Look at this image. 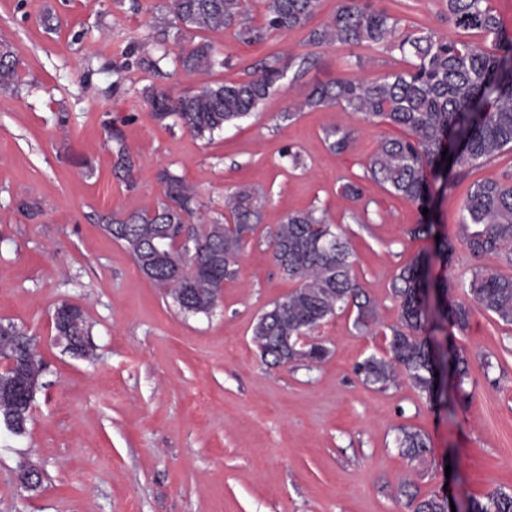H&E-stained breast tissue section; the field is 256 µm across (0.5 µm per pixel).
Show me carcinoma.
Masks as SVG:
<instances>
[{
  "instance_id": "carcinoma-1",
  "label": "carcinoma",
  "mask_w": 512,
  "mask_h": 512,
  "mask_svg": "<svg viewBox=\"0 0 512 512\" xmlns=\"http://www.w3.org/2000/svg\"><path fill=\"white\" fill-rule=\"evenodd\" d=\"M168 16L154 25L152 44L196 32L234 29L243 43L264 40L271 33L285 34L308 28L318 0H264L259 21L244 17L243 0H168ZM448 24L472 30L491 40L488 50L478 42L453 41L423 28H403L399 20L374 0H339L331 19L312 29L307 43L315 47L380 48L400 64L374 78L337 76L311 88L282 119L292 120L302 112L334 108L341 119L322 128L329 151L345 153L355 139L352 120L384 124L397 133L381 137L369 157L363 178L374 181L390 194L412 201L418 220L406 234L420 239L432 234L434 224L421 210L432 209L434 185L448 187L450 177L466 174L512 149V38L502 32V23L489 0H443ZM130 55L137 64L162 74L160 62L136 44ZM214 45L202 39L171 59L174 70L207 74L215 64L232 66V57L216 61ZM312 53L273 55L254 68L249 78L236 82L204 80L173 98L150 91L148 102L154 120H172L191 135L212 139L224 126L257 111L271 90L286 75L303 77L315 67ZM19 63L9 46H0V90L17 86ZM115 142L116 174L130 177L135 160L121 133L109 129ZM447 151V158L441 152ZM162 191L155 205L126 214L103 213L102 230L122 243L137 267H143L144 247L152 242L166 257L152 269L150 280L164 291L172 306L186 316H209L221 298L224 281L239 274V259L264 217V193L242 186L225 195L224 214L211 217L195 186L176 173H158ZM365 188L348 180L340 196L350 202L364 199ZM457 238L476 257H491L512 265V183L487 181L473 184L461 204ZM273 258L280 274L295 283L284 298L262 312L252 329L260 356L274 366L298 362L317 363L329 349L312 340L327 321L356 309L353 326L365 331L377 320V303L366 296L354 278L355 256L343 230L330 223L326 211L308 208L288 213L271 233ZM453 247L443 237L438 250L423 253L403 267L392 281V294L400 302L398 323L390 331L389 352L371 355L356 365L366 384L387 389L403 378L429 400L442 397L448 374L461 382L468 375V360L457 352L447 357L435 341L420 335L428 322L446 320L463 331L472 307L495 315L512 325V277L478 268L473 271L468 295L472 304L448 301V283H431V260L448 264ZM64 334L76 340L81 353L93 356L90 326L83 311L62 303ZM24 360L21 368L0 369V420L14 425L15 435L26 432L30 420L28 399L41 386L43 361L17 324L0 321V359ZM397 448L407 459H421L429 452L428 437L413 427L401 426ZM411 512H448V497L432 494L418 497L406 488ZM468 512H512V489L496 488L468 504Z\"/></svg>"
}]
</instances>
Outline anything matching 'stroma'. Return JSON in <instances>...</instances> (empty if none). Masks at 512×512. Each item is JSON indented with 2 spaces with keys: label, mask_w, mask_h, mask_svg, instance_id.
<instances>
[{
  "label": "stroma",
  "mask_w": 512,
  "mask_h": 512,
  "mask_svg": "<svg viewBox=\"0 0 512 512\" xmlns=\"http://www.w3.org/2000/svg\"><path fill=\"white\" fill-rule=\"evenodd\" d=\"M403 26L447 39L473 32L448 24L441 0H376ZM166 0H0V43L19 61L21 80L0 91V319L22 326L47 365L28 431L0 428V512H408L399 489L447 492L460 504L512 489V326L473 309L455 344L470 361L465 382L448 378L447 406L434 407L409 384H365L354 368L386 356L385 330L399 308L391 282L401 267L435 249L447 234L448 264L430 278L447 280L449 301L467 298L474 269L512 277V265L475 257L457 240L460 204L473 183L512 177V151L435 192L434 235L411 239V201L366 181L368 207L343 200L339 187L362 177L385 125L358 124L350 148L328 150L323 126L336 112L279 115L316 82L341 74L377 77L389 58L372 50L363 68L347 67L344 47L317 49L315 68L282 80L258 112L212 141L168 128L149 115L144 91L179 95L199 81L179 72L160 78L132 68L125 48L150 42ZM305 31L238 41L211 34L233 65L218 82L244 78L273 54L306 52ZM114 119L137 160L134 188L116 178L102 122ZM299 151L304 167L281 158ZM83 166L73 164V157ZM170 169L194 184L212 214L237 187L263 188L264 220L245 246L240 273L225 282L210 316H183L139 271L126 248L96 217L152 207L157 174ZM36 198L38 218L17 198ZM326 209L356 257L355 278L378 304L379 323L357 331L352 312L323 325L329 348L320 363L265 365L251 340L258 316L285 297L292 282L273 260L268 234L292 211ZM67 302L83 309L93 357L65 353L51 316ZM430 439L426 457L409 462L395 444L399 426ZM41 474L36 489L16 480L21 463Z\"/></svg>",
  "instance_id": "1"
}]
</instances>
